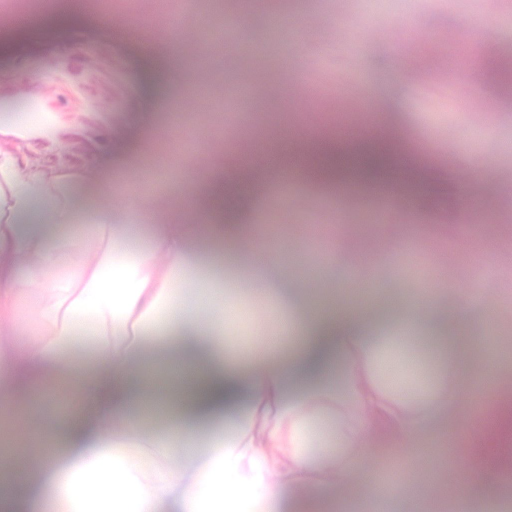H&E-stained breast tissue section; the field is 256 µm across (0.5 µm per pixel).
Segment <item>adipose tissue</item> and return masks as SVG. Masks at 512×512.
<instances>
[{
    "mask_svg": "<svg viewBox=\"0 0 512 512\" xmlns=\"http://www.w3.org/2000/svg\"><path fill=\"white\" fill-rule=\"evenodd\" d=\"M70 175L24 169L0 152V328L15 320L21 288L34 289L38 326L25 343L0 335V411L19 397L50 399L57 423L38 442L60 455L0 476L11 495L0 512H279L283 494L338 489L362 477L367 436L392 430L402 447L434 432L464 401L484 405L450 382L460 359L456 334L434 337L430 377L400 361L435 314L413 299L406 325L366 335L364 304L327 308L295 297L281 256L253 242L260 263L242 262L248 301L231 297L227 274L234 225H221V159L211 191L187 195L185 210L145 224L143 192L126 195L132 225L92 212V235L40 229L42 217L70 219ZM77 274L60 277L67 258ZM93 363L75 355L80 334ZM169 414L170 431L147 433L144 420ZM328 434L321 449L313 438Z\"/></svg>",
    "mask_w": 512,
    "mask_h": 512,
    "instance_id": "1",
    "label": "adipose tissue"
}]
</instances>
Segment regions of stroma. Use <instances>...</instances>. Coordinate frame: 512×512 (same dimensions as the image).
Segmentation results:
<instances>
[{
	"instance_id": "1",
	"label": "stroma",
	"mask_w": 512,
	"mask_h": 512,
	"mask_svg": "<svg viewBox=\"0 0 512 512\" xmlns=\"http://www.w3.org/2000/svg\"><path fill=\"white\" fill-rule=\"evenodd\" d=\"M16 2L38 26L15 34L0 20V102L16 112L35 103L61 122L51 136L12 149L31 168L81 174L70 190L76 231L81 216L99 206L122 215L131 185L177 205L203 170L181 142L201 129L211 132L204 151L227 156L240 139L273 140L284 127L335 131L377 122L408 135L425 131L426 142L409 144L429 165L416 189L423 206L388 203L349 183L299 180L263 194L240 190L251 204L245 219L261 226L299 286L319 298L341 301L349 282L375 283L372 326H401L418 291L468 292L470 308L452 310L420 333L489 322L488 333L467 331L457 383L468 390L490 365L499 382L512 383V101L483 82L479 66L488 49L512 62V0H370L364 8L357 0H291L296 41L270 46V16H244L235 60L222 65L220 46L195 71L202 95L188 94L178 76L158 74L146 44L110 38L106 29L148 17L182 36L190 52L201 24L222 26L225 16L241 13L243 0H196L194 12L176 23L156 15L153 0H85L81 17L65 24L53 19L46 0ZM467 20L489 28L493 39L444 67L438 56L448 34ZM339 27L352 35L340 59L329 54ZM473 161L492 179L464 209L456 190L470 184ZM488 233L496 239L490 262L474 247ZM462 441L439 425L420 441L428 450L422 462L405 456L388 434L373 433L363 479L341 493L345 512H375L390 483L429 490L426 512H453L444 477L467 463Z\"/></svg>"
}]
</instances>
